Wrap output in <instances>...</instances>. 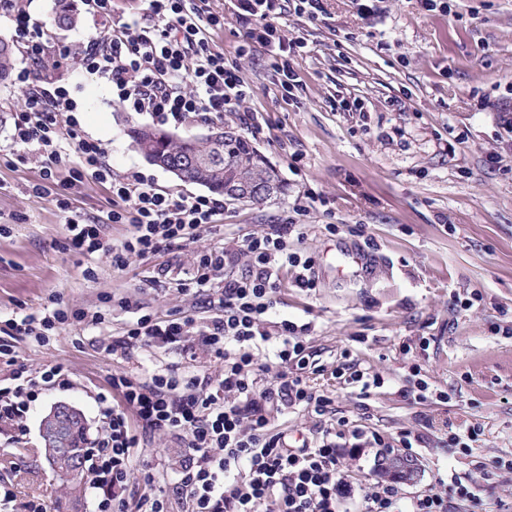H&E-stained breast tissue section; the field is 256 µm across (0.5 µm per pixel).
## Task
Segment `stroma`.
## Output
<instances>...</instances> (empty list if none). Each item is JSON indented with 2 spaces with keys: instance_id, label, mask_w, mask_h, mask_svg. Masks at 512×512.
Returning a JSON list of instances; mask_svg holds the SVG:
<instances>
[{
  "instance_id": "stroma-1",
  "label": "stroma",
  "mask_w": 512,
  "mask_h": 512,
  "mask_svg": "<svg viewBox=\"0 0 512 512\" xmlns=\"http://www.w3.org/2000/svg\"><path fill=\"white\" fill-rule=\"evenodd\" d=\"M450 5L430 11L422 0H324L315 20L284 13L280 26L304 43L293 59L302 87L288 99L262 50L239 54L244 29L232 0H219L224 27L210 38L253 89L248 105L264 122L251 142L286 191L262 205L225 202L222 225L182 248L132 257L125 270L113 268L110 253L70 251L64 215L42 192L39 166L0 162V347L12 355L0 360V384L17 364L35 376L60 364L68 379L33 404L22 440L0 430V483L13 485L18 501L42 498L55 506L70 499V487L46 464L39 434L54 403L79 408L94 439L102 426L97 396L110 394L112 374L149 363L218 373L220 363L203 352L192 361L174 346L114 356L104 347L122 336L137 307L162 318L210 319L203 297L178 287L196 254L292 219L302 233L295 247L315 258L318 284L300 288L296 269L282 271L275 311L309 324L306 341L324 366L311 383L332 398L335 411L319 416L299 408L275 419L274 431L312 441L342 418L394 444L401 431L420 430L425 417L435 427L426 431L408 491L427 488L449 468L486 488L488 512L501 501L512 505V473L495 466L512 456V139L500 128L512 98L496 87L512 78V0ZM64 79L85 135L106 144L114 173L138 169L161 188L203 193V186L145 161L128 130L146 119L124 111L107 85L77 69ZM344 99L357 101L360 111L342 110ZM68 178L60 167L54 190L74 212L108 210L107 185ZM331 224L337 233H328ZM345 249L362 250L368 270L340 264ZM53 299L87 312V320L61 326L42 343L7 328L8 320L39 313ZM96 312L98 324L89 320ZM425 338L431 345L424 351ZM346 349L380 374L385 388L365 398L339 383L333 371ZM415 364L432 391L421 403L401 395ZM440 391L446 401L437 400ZM445 424L479 430L472 454L443 447ZM135 456L172 477L184 448L158 431Z\"/></svg>"
}]
</instances>
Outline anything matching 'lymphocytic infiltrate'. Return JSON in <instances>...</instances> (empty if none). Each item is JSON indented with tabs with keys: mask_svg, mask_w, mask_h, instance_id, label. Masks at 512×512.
<instances>
[{
	"mask_svg": "<svg viewBox=\"0 0 512 512\" xmlns=\"http://www.w3.org/2000/svg\"><path fill=\"white\" fill-rule=\"evenodd\" d=\"M215 0H145L143 15H118L112 0H83L94 25L106 28L105 41L92 38L74 45L56 42L45 24L33 21L19 0H0V11L14 22L16 43L25 60L15 77L25 99L11 112V145L41 166L44 180L54 182L68 155L78 160L73 181L91 177L108 184L111 207L104 215L70 213L64 198L69 248L83 255L108 252L112 266L124 269L129 255L155 252L160 244L178 246L202 229L215 227L224 213L222 200L161 189L141 171L114 174L101 140L84 135L78 103L60 69L77 68L112 90L125 111L147 116L159 127L220 122L225 113H241L247 131L259 130L256 111L245 109L251 91L238 67L225 59L208 36L223 28L224 14ZM238 19L245 27V50L259 47L275 60L280 86L293 93L300 86L292 66L299 41L287 37L278 19L287 9L311 16L323 0H238ZM127 224L129 239L109 244L107 224ZM295 222L272 225L262 234L243 235L236 246L198 255L193 272L180 288L205 296L215 314L194 319H162L145 313L123 336L107 346L109 354L180 346L196 358L205 351L222 364L217 375H181L174 370L112 375L116 403L101 401L102 436L88 450L95 512H342L350 489L340 467L349 440L363 432L324 430L319 440L290 444L273 431L275 417L288 410H331L332 400L315 390L310 377L319 373L315 353L304 339L307 325L283 319L271 322L280 272L300 268L301 287L317 285L314 257L293 251ZM244 263L235 277L226 268ZM273 380H266L270 366ZM336 379L368 396L384 388L380 375L361 367L343 351L333 372ZM64 382L63 367L33 377L14 369L11 382L0 386V425L22 429L42 391ZM181 437L185 454L174 479L156 473L150 462L141 472L146 490L135 503L126 492L133 475V450L152 433ZM482 491L472 481L450 473L437 477L427 491L407 496L397 482L375 481L363 488L358 512H478Z\"/></svg>",
	"mask_w": 512,
	"mask_h": 512,
	"instance_id": "f902f5d3",
	"label": "lymphocytic infiltrate"
}]
</instances>
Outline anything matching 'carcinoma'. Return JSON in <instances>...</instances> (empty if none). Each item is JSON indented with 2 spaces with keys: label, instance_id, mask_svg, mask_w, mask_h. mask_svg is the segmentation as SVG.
<instances>
[{
  "label": "carcinoma",
  "instance_id": "carcinoma-1",
  "mask_svg": "<svg viewBox=\"0 0 512 512\" xmlns=\"http://www.w3.org/2000/svg\"><path fill=\"white\" fill-rule=\"evenodd\" d=\"M54 22L59 27H73L78 22V0H54ZM13 44L0 38V83L6 82L13 69ZM129 136L145 160L153 165H172L184 159L196 162L189 179L208 190L222 194L237 178L257 183H275L273 195L283 191L278 172L261 156L244 136L233 134L224 139L188 136L176 139L168 132L146 126L129 130ZM72 450L79 459L78 475H83L87 449V427L76 426L69 434Z\"/></svg>",
  "mask_w": 512,
  "mask_h": 512
}]
</instances>
